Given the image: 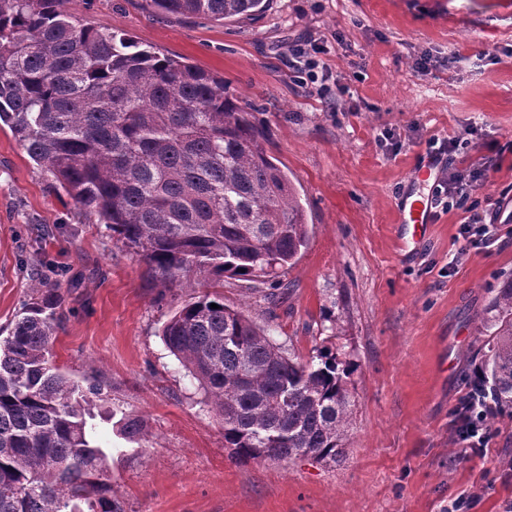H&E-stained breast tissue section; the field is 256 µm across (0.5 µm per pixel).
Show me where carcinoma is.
Instances as JSON below:
<instances>
[{"label": "carcinoma", "mask_w": 512, "mask_h": 512, "mask_svg": "<svg viewBox=\"0 0 512 512\" xmlns=\"http://www.w3.org/2000/svg\"><path fill=\"white\" fill-rule=\"evenodd\" d=\"M62 0H0V124L77 207L163 276L275 282L308 242L306 212L264 134L224 95V78L80 23ZM163 15H261L270 0H148ZM37 259L31 298L0 336V512H124L53 363L58 289ZM218 308H211V304ZM486 336L469 384L512 411V281L477 316ZM162 340L202 391L241 461L342 454L351 369L308 361L218 293L185 304Z\"/></svg>", "instance_id": "cac0c4a2"}]
</instances>
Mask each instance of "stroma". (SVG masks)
Listing matches in <instances>:
<instances>
[{
  "instance_id": "1",
  "label": "stroma",
  "mask_w": 512,
  "mask_h": 512,
  "mask_svg": "<svg viewBox=\"0 0 512 512\" xmlns=\"http://www.w3.org/2000/svg\"><path fill=\"white\" fill-rule=\"evenodd\" d=\"M83 23L223 77L254 113L268 154L293 179L309 241L279 285L207 273L162 280L51 187L0 128V327L29 298L26 260L50 265L62 296L54 361L91 406L124 512H512V417L465 447L454 409L482 344L475 316L512 279V0H271L231 22L162 16L144 0H64ZM322 39L336 110L301 86L293 45ZM467 141L487 166L477 200L498 244L468 246L466 213L437 209L402 244L398 207L434 142ZM218 290L302 357L327 348L354 369L341 458L241 463L160 338L186 303ZM284 292L278 305L267 293ZM140 433L120 432V416Z\"/></svg>"
}]
</instances>
